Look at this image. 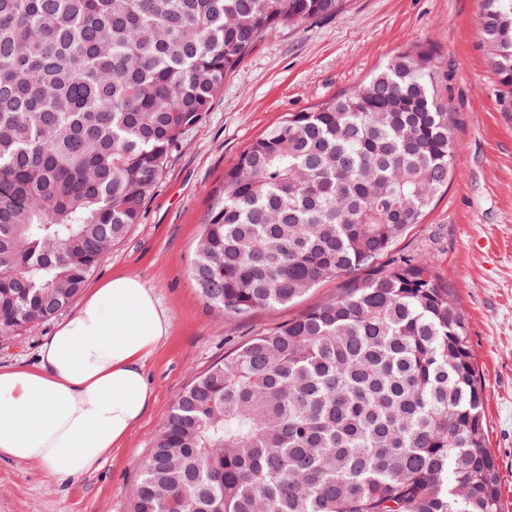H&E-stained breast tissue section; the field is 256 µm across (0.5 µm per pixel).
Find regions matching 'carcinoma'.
<instances>
[{
  "instance_id": "carcinoma-1",
  "label": "carcinoma",
  "mask_w": 512,
  "mask_h": 512,
  "mask_svg": "<svg viewBox=\"0 0 512 512\" xmlns=\"http://www.w3.org/2000/svg\"><path fill=\"white\" fill-rule=\"evenodd\" d=\"M345 0H0V335L80 294L172 149L276 28ZM512 87V0H481ZM429 49L293 112L225 172L189 268L226 316L369 278L195 375L129 512H501L463 313L423 257L378 265L448 186Z\"/></svg>"
}]
</instances>
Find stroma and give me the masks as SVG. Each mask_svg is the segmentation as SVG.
I'll list each match as a JSON object with an SVG mask.
<instances>
[{"mask_svg":"<svg viewBox=\"0 0 512 512\" xmlns=\"http://www.w3.org/2000/svg\"><path fill=\"white\" fill-rule=\"evenodd\" d=\"M480 0H348L344 14L279 28L224 82L202 121L174 148L139 224L105 254L94 288L115 273L139 276L172 319L169 339L146 362L155 400L102 466L72 483L36 463L0 458V512H127L140 468L169 411L195 374L258 331L298 317L365 280L369 269L322 282L298 301L221 317L189 278L193 246L224 184V172L288 113L356 90L395 53L433 49L439 94L455 119L448 188L394 256L430 257L459 303L485 395L487 445L512 512V90L481 48ZM0 339V366L31 365L56 327Z\"/></svg>","mask_w":512,"mask_h":512,"instance_id":"35a3bbf8","label":"stroma"}]
</instances>
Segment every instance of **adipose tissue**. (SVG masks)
<instances>
[{"instance_id": "adipose-tissue-1", "label": "adipose tissue", "mask_w": 512, "mask_h": 512, "mask_svg": "<svg viewBox=\"0 0 512 512\" xmlns=\"http://www.w3.org/2000/svg\"><path fill=\"white\" fill-rule=\"evenodd\" d=\"M171 327L138 276L91 289L34 365L0 367V458L40 464L59 482L99 468L150 407L145 361Z\"/></svg>"}]
</instances>
